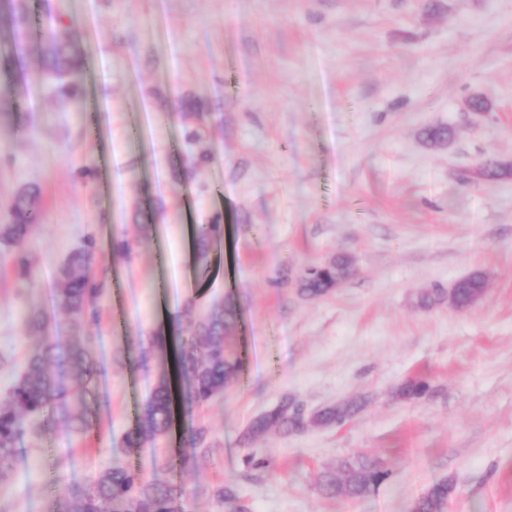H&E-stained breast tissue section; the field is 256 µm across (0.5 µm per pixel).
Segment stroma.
I'll list each match as a JSON object with an SVG mask.
<instances>
[{"label": "stroma", "instance_id": "1", "mask_svg": "<svg viewBox=\"0 0 512 512\" xmlns=\"http://www.w3.org/2000/svg\"><path fill=\"white\" fill-rule=\"evenodd\" d=\"M74 24V93H41L0 115V224L22 188L40 226L19 285L0 243V396L39 345L23 314L59 323L101 373L91 430L54 421L24 435L0 512H50L116 462L145 476L178 439L120 450L162 364L150 339L232 299L228 337L240 380L180 427H206L210 452L175 473L191 512H409L448 482L444 512H512V0H29ZM483 100L474 111L473 100ZM169 113L162 124L153 114ZM203 139L186 144V128ZM446 127L448 142L422 132ZM208 155L196 168L188 155ZM503 172L484 178L485 160ZM92 168L93 178L80 174ZM230 227L199 260L192 228ZM105 288L99 324L75 329L55 297L61 266L86 238ZM130 255L114 254L118 239ZM348 259L349 275L308 297V266ZM485 279L465 310L420 297ZM411 378L429 385L403 398ZM306 424L244 445L282 401ZM345 400L340 424L313 416ZM362 454L389 479L367 497H331L320 477ZM266 460L261 469L246 456Z\"/></svg>", "mask_w": 512, "mask_h": 512}]
</instances>
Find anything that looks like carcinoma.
I'll return each mask as SVG.
<instances>
[{"instance_id":"1","label":"carcinoma","mask_w":512,"mask_h":512,"mask_svg":"<svg viewBox=\"0 0 512 512\" xmlns=\"http://www.w3.org/2000/svg\"><path fill=\"white\" fill-rule=\"evenodd\" d=\"M13 23V52L17 62L26 54V40L31 26L26 0H3ZM72 25L50 16L42 24V52L48 72L55 80L54 91L67 95L75 90L68 81L78 60L69 51L73 42ZM10 213L12 223L0 224V241L6 243L12 254V263L19 281L33 282L29 261V242L39 224V211L34 205L33 191L25 188L14 193ZM222 225L213 220L197 224L194 239L201 260H206L210 247L220 237ZM96 251V241L89 238L83 250L70 256L56 278V297L77 328L99 322L96 301L104 283L90 268ZM349 274V263L338 258L317 266L313 276L301 281L300 292L309 297L327 294ZM485 282L479 275L458 281L452 293L454 307L466 309L484 292ZM237 316L231 300L213 306L205 315L195 314L187 304L176 315L177 342L174 351L176 368L189 382L188 400L196 406L209 403L224 393V388L235 384L245 369V354L227 346L224 339L236 326ZM26 327L32 336L41 338V345L26 360L25 366L0 398V477L17 454L18 442L29 423L49 413L70 434H83L91 428L84 409L87 395L94 389L99 369L90 351L81 343H72L60 353L56 339L50 336V327L42 310L33 308L26 316ZM428 387L419 379H410L402 386L407 399H420ZM360 404L346 401L320 411L313 422L323 425L342 423L351 417ZM173 391L168 370H163L154 389L136 413L135 425L122 438V450L132 453L144 441L167 435L173 425ZM305 419L298 407L282 402L278 407L256 418L243 434V443L251 445L271 430L301 429ZM207 430L203 427L190 431L186 448L163 458L159 471L168 473L184 466L206 447ZM345 480L328 474L320 479L323 492L330 496L345 495L360 498L384 484L389 470L380 462L364 456H353L342 462ZM450 488L443 482L435 484L411 506V512H443ZM53 512H188L187 499L182 489L158 478H146L127 467H110L90 485L69 489L57 496Z\"/></svg>"}]
</instances>
